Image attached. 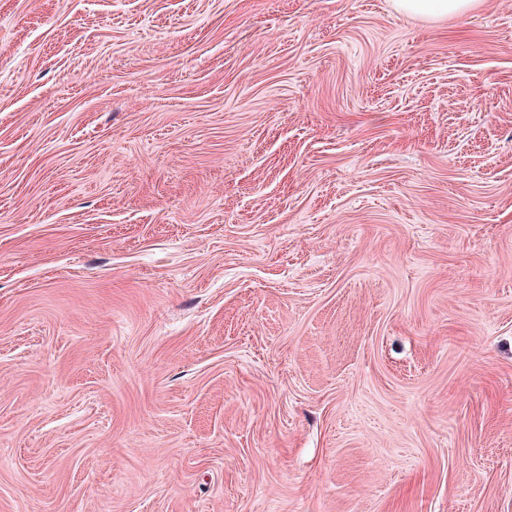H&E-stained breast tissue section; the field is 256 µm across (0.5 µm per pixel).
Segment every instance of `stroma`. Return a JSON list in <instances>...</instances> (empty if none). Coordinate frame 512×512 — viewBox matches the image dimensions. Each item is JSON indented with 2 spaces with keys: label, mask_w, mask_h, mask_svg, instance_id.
Segmentation results:
<instances>
[{
  "label": "stroma",
  "mask_w": 512,
  "mask_h": 512,
  "mask_svg": "<svg viewBox=\"0 0 512 512\" xmlns=\"http://www.w3.org/2000/svg\"><path fill=\"white\" fill-rule=\"evenodd\" d=\"M0 512H512V0H0ZM397 11L421 18H442L465 14L478 0H393Z\"/></svg>",
  "instance_id": "stroma-1"
}]
</instances>
